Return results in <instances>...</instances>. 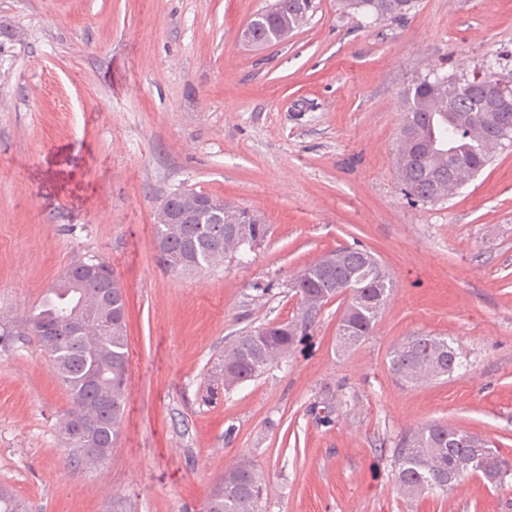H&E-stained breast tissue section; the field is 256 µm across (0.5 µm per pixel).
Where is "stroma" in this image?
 <instances>
[{"label":"stroma","instance_id":"obj_1","mask_svg":"<svg viewBox=\"0 0 512 512\" xmlns=\"http://www.w3.org/2000/svg\"><path fill=\"white\" fill-rule=\"evenodd\" d=\"M273 0H0V316L21 323L62 270L109 261L124 291L126 406L111 456L65 465L67 391L30 339L0 352V486L28 512H204L225 469L264 475L262 512H512V474L398 490L394 451L432 422L512 460V144L454 195L413 202L395 169L403 92L493 70L512 82V0H414L401 19L313 0L287 41L243 42ZM205 192L268 225L251 251L162 268L164 197ZM352 246L393 291L368 339L325 304L286 359L224 389V342L302 317L291 283ZM447 338L461 365L400 384L389 353Z\"/></svg>","mask_w":512,"mask_h":512}]
</instances>
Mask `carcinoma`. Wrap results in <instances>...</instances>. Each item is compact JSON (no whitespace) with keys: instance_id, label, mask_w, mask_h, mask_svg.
<instances>
[{"instance_id":"carcinoma-1","label":"carcinoma","mask_w":512,"mask_h":512,"mask_svg":"<svg viewBox=\"0 0 512 512\" xmlns=\"http://www.w3.org/2000/svg\"><path fill=\"white\" fill-rule=\"evenodd\" d=\"M347 6L378 17L399 19L412 0H346ZM312 0H274L256 13L244 37L261 47L286 30L299 28L312 11ZM472 79L427 77L403 93L405 119L396 153L400 181L408 195L423 202L446 197L458 181H468L492 160L503 140L491 129L503 113L493 112L470 86ZM179 218L177 224H154L158 259L167 270L199 272L235 257L243 247L263 241L266 225L244 208L234 219L213 214L201 221L184 211L181 193L162 202ZM336 260L319 259L304 267L292 288L306 307L303 320L341 295L348 299L340 319L339 345L350 349L368 337L393 291L389 271L369 251L343 247ZM104 283L87 279L78 285L65 277L52 285L23 321L24 330L0 319V349L7 350L22 336H33L51 361L57 378L72 400L60 421V434L70 462L92 465L110 456L119 435L128 386L129 350L126 305L122 289L104 300ZM70 320L93 329L76 336H46L44 329ZM299 325L268 322L243 332L224 345L215 370L216 380L230 388L261 376L288 356L297 342ZM457 350L448 339L427 334L411 336L389 355L393 375L416 385L454 373ZM395 481L409 496L446 492L450 477L460 481L478 474L500 483L512 462L489 442L464 429L430 423L406 434L396 449ZM267 492L263 475L245 460L224 471L213 488L206 512H262ZM0 512H24L21 502L0 488Z\"/></svg>"}]
</instances>
